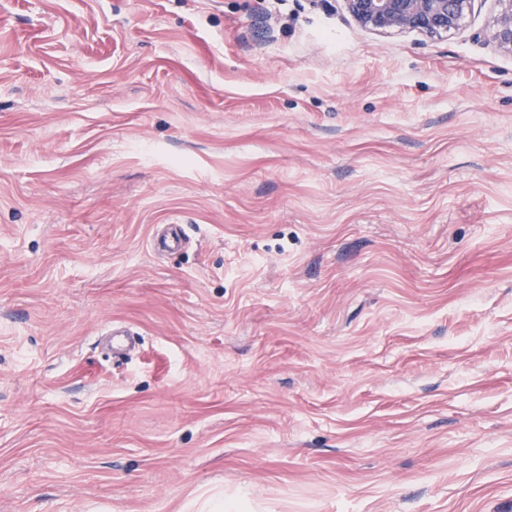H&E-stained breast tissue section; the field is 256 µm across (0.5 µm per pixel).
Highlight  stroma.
Segmentation results:
<instances>
[{
	"mask_svg": "<svg viewBox=\"0 0 512 512\" xmlns=\"http://www.w3.org/2000/svg\"><path fill=\"white\" fill-rule=\"evenodd\" d=\"M497 10L0 0V512H512ZM475 0H344L365 30L441 36L458 30ZM188 238L180 224H157L151 236L150 246L154 251L180 250Z\"/></svg>",
	"mask_w": 512,
	"mask_h": 512,
	"instance_id": "obj_1",
	"label": "stroma"
}]
</instances>
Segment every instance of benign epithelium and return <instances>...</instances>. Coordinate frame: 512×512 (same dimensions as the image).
Here are the masks:
<instances>
[{
  "label": "benign epithelium",
  "mask_w": 512,
  "mask_h": 512,
  "mask_svg": "<svg viewBox=\"0 0 512 512\" xmlns=\"http://www.w3.org/2000/svg\"><path fill=\"white\" fill-rule=\"evenodd\" d=\"M348 12L364 29L379 33L416 31L440 36L458 30L474 0H344ZM492 25L498 50L512 54V0H497Z\"/></svg>",
  "instance_id": "benign-epithelium-1"
}]
</instances>
